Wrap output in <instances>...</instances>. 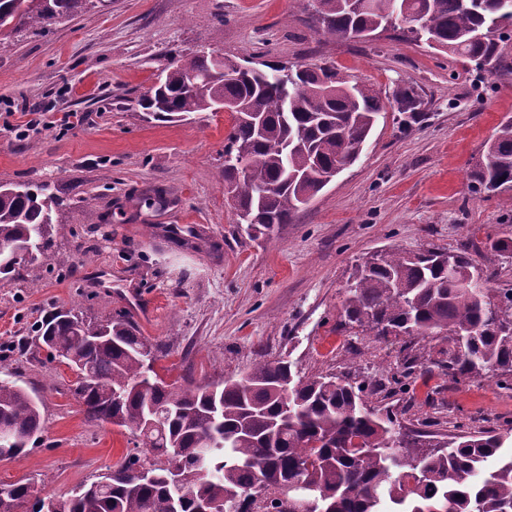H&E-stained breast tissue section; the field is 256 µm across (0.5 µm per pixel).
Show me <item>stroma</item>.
<instances>
[{"label":"stroma","mask_w":512,"mask_h":512,"mask_svg":"<svg viewBox=\"0 0 512 512\" xmlns=\"http://www.w3.org/2000/svg\"><path fill=\"white\" fill-rule=\"evenodd\" d=\"M312 12L308 0H111L41 31L0 33V183L47 182L62 200L51 254L0 281V366L42 399L44 422L24 455L0 460V484L29 479L39 496L65 498L133 448L127 431L87 420L73 371L34 341L33 324L71 305L140 324L173 380L216 384L284 359L305 375L386 380L371 404L404 424L435 417L444 433L461 424L512 436V388L456 383L428 364L393 383L408 337L341 325L355 264L391 246L468 247L489 287L512 289V258L492 247L512 239V191L473 192L465 175L512 117V38L479 69L391 31L324 38ZM198 51L332 65L384 97L411 83L423 115L407 125L396 109L382 114L360 158L293 223L254 236L224 195L232 115L162 123L138 104L165 66ZM153 188L167 208L145 203ZM187 225L211 248L164 234Z\"/></svg>","instance_id":"35a3bbf8"}]
</instances>
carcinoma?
I'll return each mask as SVG.
<instances>
[{
  "label": "carcinoma",
  "instance_id": "carcinoma-1",
  "mask_svg": "<svg viewBox=\"0 0 512 512\" xmlns=\"http://www.w3.org/2000/svg\"><path fill=\"white\" fill-rule=\"evenodd\" d=\"M88 0H0V30L44 28L72 17ZM318 34L350 39L357 33L401 30L411 40L479 67L500 54L512 30V0H316ZM404 123L419 119L417 89L406 84L394 96ZM235 106L224 145V181L243 162L251 186L238 198L248 227L265 234L291 224L295 213L325 188L340 163L361 151L344 150V136L364 146L388 103L351 75L331 66L260 63L254 74L230 76L213 54L199 52L161 70L141 96L155 121L173 122L218 103ZM476 192L512 191V118L467 171ZM60 198L51 185L15 193L0 184V275L20 276L25 262L10 249L32 248L37 261L54 242L53 212ZM478 271L464 250L384 249L355 265L345 287L344 317L376 336L400 330L409 336H441V343L404 360L402 375L429 362L457 381L497 377L512 384V291L496 301L490 288H473ZM34 331L50 356L88 377L76 387L89 421L130 431L134 447L153 460L127 456L112 470V484H95L55 501L56 512H194L203 499L246 512L241 497L272 489L268 512H297L282 485L303 484L317 498L309 512H512V454H499L494 430L437 435L407 430L393 414L368 407L369 385L346 375L300 376L285 361H259L240 379L216 388L191 381L166 389L136 385L151 375L140 349L149 343L123 316L98 320L80 309L49 313ZM122 392L124 397L113 399ZM40 400L14 381L0 379V432L11 437L13 458L42 430ZM158 426L144 431L149 410ZM181 449L186 480L181 501L168 480L171 448ZM153 474L144 483L137 470Z\"/></svg>",
  "mask_w": 512,
  "mask_h": 512
}]
</instances>
